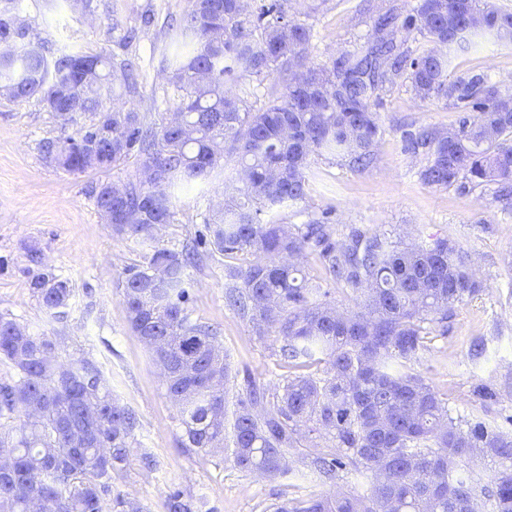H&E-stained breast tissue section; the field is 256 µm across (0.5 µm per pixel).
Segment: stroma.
Masks as SVG:
<instances>
[{
    "label": "stroma",
    "mask_w": 512,
    "mask_h": 512,
    "mask_svg": "<svg viewBox=\"0 0 512 512\" xmlns=\"http://www.w3.org/2000/svg\"><path fill=\"white\" fill-rule=\"evenodd\" d=\"M406 2L327 0L305 20L311 29L308 64L329 63L368 36V6ZM5 5L32 23L50 54L78 47L134 59L141 92L134 98L114 95L112 105L148 116L166 111L169 85L159 53L173 37L169 17L186 10L188 0H92L86 13L72 11L67 0H0ZM147 15L153 18L148 26ZM129 30L137 37L126 44L122 37ZM475 74L512 94V45L487 41L453 59L451 77ZM377 110L383 133L374 166L356 171L332 156L312 155L305 199L280 209L278 218L303 224L325 214L340 237L359 228L418 244L445 238L468 252L483 289L456 306L446 331L427 336L412 367L447 395L453 417L479 415L511 424L512 204L496 199L491 185L444 188L420 180L425 160L405 151L403 134L454 123L457 114L444 99L423 100L400 85L382 94ZM75 127L62 126L36 101L0 96V314L49 336L60 362L96 363L113 397L135 414V441L127 465L112 475L113 494L129 498L142 512H167L173 493L201 503V512H270L296 485L322 494L369 493L372 475L361 468L346 466L332 481L310 474V458L326 445L322 437H301L299 451L288 458V474L275 479L241 470L227 451L182 447L179 409L150 350L127 323L119 288L124 270L141 263L144 253L134 237L113 232L89 196L95 183H125L137 164L130 160L107 172L62 170L46 159L41 145L73 134ZM223 184L219 177L205 188L184 190L174 223L158 234L160 245L178 248L193 241L204 229L202 213L220 201ZM43 269L72 289L63 319L52 317L30 286ZM226 286L223 260L203 257L189 285L192 316L219 327L236 375L232 395L241 394L249 379L278 392L288 373L276 356L279 343L272 335L255 336L245 319L225 307ZM476 339L485 345L479 357L469 353ZM484 387L491 397L481 396Z\"/></svg>",
    "instance_id": "1"
}]
</instances>
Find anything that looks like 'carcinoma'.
I'll return each mask as SVG.
<instances>
[{
    "instance_id": "1",
    "label": "carcinoma",
    "mask_w": 512,
    "mask_h": 512,
    "mask_svg": "<svg viewBox=\"0 0 512 512\" xmlns=\"http://www.w3.org/2000/svg\"><path fill=\"white\" fill-rule=\"evenodd\" d=\"M177 40L161 53L172 88L171 107L154 119L107 105L120 91L139 95L137 66L81 49L53 57L30 26L0 13V87L16 101L34 100L66 124L91 113L74 135L44 144L45 156L67 172L108 170L130 158L138 176L122 186L100 183L90 194L112 231L147 247L144 262L124 272L122 300L130 328L168 370L166 388L178 405L185 448H222L230 366L218 329L192 318L190 272L199 247L251 259L226 268V306L257 336H278L280 361L308 373L288 377L271 401L247 381L233 412L234 464L268 477L288 472L301 428L322 435L332 450L312 471L335 477L345 461L372 475L366 496L317 494L304 487L274 512H512V434L474 417L461 425L443 397L411 364L426 348L424 324L445 331L455 304L482 283L468 258L446 239L402 245L359 229L339 240L327 219L300 226L275 214L306 196V170L317 152L364 171L376 161L381 134L374 109L381 92L409 84L423 99L445 98L459 112L448 129H421L405 151L422 155L421 180L450 187L512 183V104L481 75L448 81L454 55L482 39L512 43V11L489 0H416L373 16L367 40L330 64L306 65L310 28L294 18L292 0H189L171 18ZM432 48L417 52L411 35ZM246 77L272 80L267 102L253 108L250 92L225 86ZM224 208L203 215L204 232L180 250L160 247L156 233L174 218L186 186L206 185L219 170ZM315 254L325 278L360 299L340 313L288 258ZM31 288L62 318L67 281L34 274ZM55 343L0 315V361L15 371L0 383V448L11 474L0 476V512H30L36 501L54 512H139L112 495V473L128 462L133 413L112 397L92 361L60 371ZM321 370L317 376L310 372ZM33 402L37 414L27 412ZM26 412V419L20 413ZM491 458L483 483L459 460Z\"/></svg>"
}]
</instances>
